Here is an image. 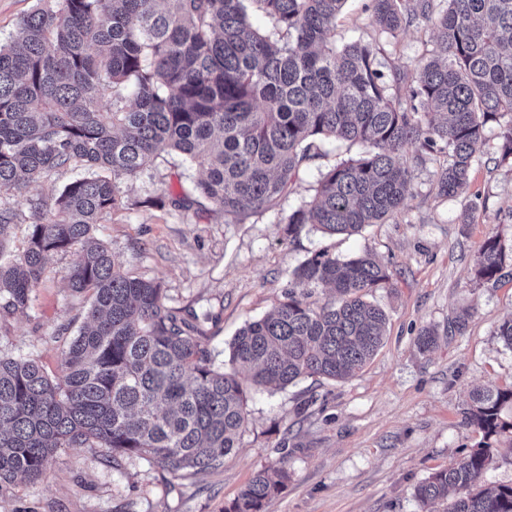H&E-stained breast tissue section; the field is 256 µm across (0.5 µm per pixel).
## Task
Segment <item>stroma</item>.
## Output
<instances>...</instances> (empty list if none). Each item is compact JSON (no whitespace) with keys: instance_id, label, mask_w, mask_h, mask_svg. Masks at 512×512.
Here are the masks:
<instances>
[{"instance_id":"stroma-1","label":"stroma","mask_w":512,"mask_h":512,"mask_svg":"<svg viewBox=\"0 0 512 512\" xmlns=\"http://www.w3.org/2000/svg\"><path fill=\"white\" fill-rule=\"evenodd\" d=\"M431 23L381 40L386 65L413 69L431 48ZM496 126L469 176L467 191L438 196L432 158L403 162L413 176L397 223L373 224L353 236L326 237L305 227L288 241L282 211L311 200L320 171L357 156L359 146L333 143L310 161L281 210L229 224L214 208L182 211L147 206L163 192L181 193L200 176L179 157L157 158L120 185L119 204L94 227L128 276L159 282L167 308L209 313L203 326L214 363L228 367L230 343L246 321L263 317L280 300L291 272L325 248L338 258L371 252L391 272L372 294L388 313L383 347L343 382L306 377L286 389L251 392L248 425L223 467L169 485L162 468L138 458H113L103 448L59 451L40 478L0 486V512H223L258 472L285 468L288 481L269 512H422L415 487L467 453L481 438L464 417L470 393L512 382V348L498 326L512 317V276L483 281L474 266L484 241L498 237L512 255V161L499 159ZM82 168H61L27 188L0 193V208L19 223L8 252L23 251L25 227L36 221L33 201L52 210L62 188ZM473 223H461L464 211ZM73 253L48 256L25 313L0 312V351L38 360L61 376V350L90 308L66 278ZM469 310L464 334L448 321ZM426 326L439 332L436 347L415 344Z\"/></svg>"}]
</instances>
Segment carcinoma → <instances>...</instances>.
<instances>
[{"instance_id": "cac0c4a2", "label": "carcinoma", "mask_w": 512, "mask_h": 512, "mask_svg": "<svg viewBox=\"0 0 512 512\" xmlns=\"http://www.w3.org/2000/svg\"><path fill=\"white\" fill-rule=\"evenodd\" d=\"M56 2L0 44V192L71 165L87 174L28 226L13 258L3 242L15 215L0 209V307L25 312L47 256L71 250L69 287L92 302L62 351L61 377L0 355V484L39 478L65 448H106L174 478L218 469L238 448L250 391L345 381L374 358L387 314L367 296L388 267L369 253L316 251L294 269L285 300L239 330L226 372L200 315L168 310L159 283L124 275L94 225L119 203L123 181L171 153L204 177L191 194L148 204L188 211L207 201L240 224L288 199L319 143L362 146L320 172L312 201L280 220L290 241L308 224L350 236L396 222L412 185L399 155L411 145L442 157L438 195L462 193L488 124L499 128L501 158H512V0H369L376 37L342 46L334 30L346 0ZM252 13L271 28L253 27ZM417 21L433 25L431 55L413 74L385 73L379 37ZM506 259L488 238L477 277L499 279ZM324 288L323 302L310 301ZM437 338L425 327L416 345L427 352ZM506 406L512 385L472 393L467 419L482 439L415 487L424 512H439L450 489L460 496L445 512H512V485H481L494 443L512 436ZM286 478L255 474L224 512H267Z\"/></svg>"}]
</instances>
